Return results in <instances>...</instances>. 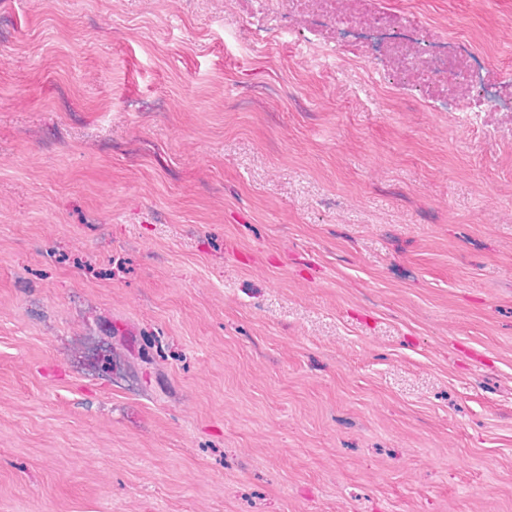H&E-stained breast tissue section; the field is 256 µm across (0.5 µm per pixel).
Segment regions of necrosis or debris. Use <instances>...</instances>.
<instances>
[{"instance_id": "necrosis-or-debris-1", "label": "necrosis or debris", "mask_w": 512, "mask_h": 512, "mask_svg": "<svg viewBox=\"0 0 512 512\" xmlns=\"http://www.w3.org/2000/svg\"><path fill=\"white\" fill-rule=\"evenodd\" d=\"M313 1L322 18L336 24L337 62L365 61L374 52L389 55L401 85L443 87L451 102L458 85H466L471 100L456 108L464 126L478 112H512V71L493 70L469 45L433 35L421 13L385 7L384 0H355L354 11L339 16L334 0Z\"/></svg>"}]
</instances>
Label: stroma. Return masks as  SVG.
I'll return each mask as SVG.
<instances>
[{"instance_id":"1","label":"stroma","mask_w":512,"mask_h":512,"mask_svg":"<svg viewBox=\"0 0 512 512\" xmlns=\"http://www.w3.org/2000/svg\"><path fill=\"white\" fill-rule=\"evenodd\" d=\"M292 22L0 0V512H512V114Z\"/></svg>"}]
</instances>
